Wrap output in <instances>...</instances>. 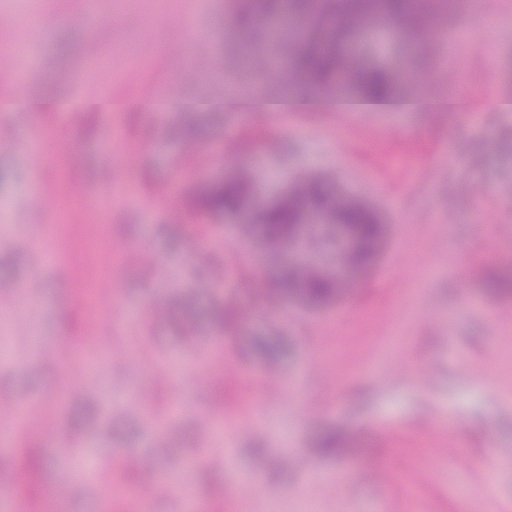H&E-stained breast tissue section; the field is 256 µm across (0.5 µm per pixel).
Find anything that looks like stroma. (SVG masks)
<instances>
[{"label": "stroma", "instance_id": "stroma-1", "mask_svg": "<svg viewBox=\"0 0 512 512\" xmlns=\"http://www.w3.org/2000/svg\"><path fill=\"white\" fill-rule=\"evenodd\" d=\"M87 0H0V94L125 97L124 111L19 112L0 117V402L44 409L87 454L137 453L161 475L184 472L200 512H512V0H453L414 29L389 30L401 85L433 81L457 112L349 120L323 108L284 122L247 112L141 109L147 92L183 100L297 87L275 78L306 29L289 14L254 27L234 0H127L86 31ZM481 13L478 35L442 32ZM68 156L40 163L33 144ZM260 171L271 198L316 179L383 218L373 265L331 302L276 298V260L238 219L184 208L199 185ZM72 183L95 202L87 224L124 254L109 276L118 308L95 334L93 376L52 355L71 344L70 281L52 249L58 210L33 192ZM240 321L217 326V306ZM223 365L224 401L201 396V365ZM166 408L148 420L133 396ZM94 402L88 422L74 407ZM340 440L322 451L324 434ZM234 449L248 482L228 471ZM68 447L48 445L44 483L70 512H99L102 483L72 475Z\"/></svg>", "mask_w": 512, "mask_h": 512}]
</instances>
